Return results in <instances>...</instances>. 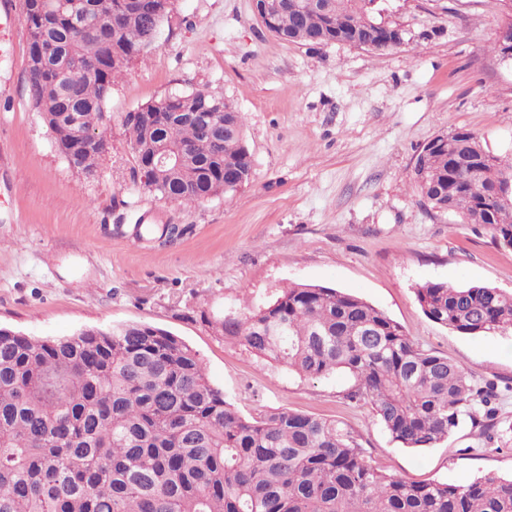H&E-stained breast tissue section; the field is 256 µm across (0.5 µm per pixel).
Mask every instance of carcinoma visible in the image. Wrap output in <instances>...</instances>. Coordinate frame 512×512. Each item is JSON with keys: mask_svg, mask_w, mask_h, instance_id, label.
Returning a JSON list of instances; mask_svg holds the SVG:
<instances>
[{"mask_svg": "<svg viewBox=\"0 0 512 512\" xmlns=\"http://www.w3.org/2000/svg\"><path fill=\"white\" fill-rule=\"evenodd\" d=\"M158 0H40L26 21L29 50L47 60L27 95L68 165L96 174L112 147L106 105L115 78L158 45L169 19ZM384 0H315L280 14L276 38L320 45L348 21L400 25ZM164 122L127 113L123 132L142 190L199 205L241 189L250 164L244 121L220 92L174 93L142 105ZM174 156L150 166L161 148ZM414 182L431 206L492 231L512 247V203L490 199L512 162L459 128L425 155ZM423 314L467 335L512 332V291L484 284L416 288ZM200 319L253 355L300 376L338 370L403 448H434L490 403L464 368L427 351L384 311L336 288L291 284L242 315ZM0 512H512V479L464 485L414 482L373 465L335 421L275 409L246 417L208 379L200 354L163 328L128 323L37 338L0 327Z\"/></svg>", "mask_w": 512, "mask_h": 512, "instance_id": "cac0c4a2", "label": "carcinoma"}]
</instances>
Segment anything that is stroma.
<instances>
[{
    "mask_svg": "<svg viewBox=\"0 0 512 512\" xmlns=\"http://www.w3.org/2000/svg\"><path fill=\"white\" fill-rule=\"evenodd\" d=\"M402 46L302 45L274 37L252 0H176L158 45L114 86L112 147L96 176L72 170L28 100L23 0L0 14V326L35 337L138 322L202 356L245 416L312 413L353 433L396 477L463 485L512 476V336H469L428 320L415 286L512 290V248L417 193L419 148L473 132L512 154V64L493 46L498 0H390ZM223 92L245 122L254 167L232 199L196 206L144 194L123 116L171 93ZM154 217L183 228L168 245L138 240ZM291 283L359 296L477 386L494 384L496 426L463 421L434 448L392 442L352 376L310 379L216 336L207 318L243 314Z\"/></svg>",
    "mask_w": 512,
    "mask_h": 512,
    "instance_id": "stroma-1",
    "label": "stroma"
}]
</instances>
